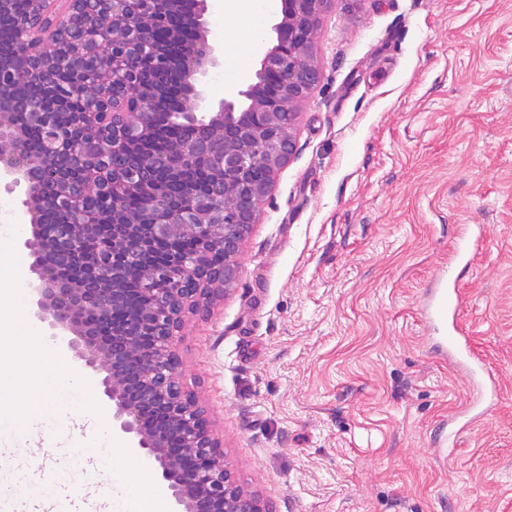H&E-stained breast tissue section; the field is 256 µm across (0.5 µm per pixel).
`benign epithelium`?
I'll return each instance as SVG.
<instances>
[{
	"instance_id": "benign-epithelium-1",
	"label": "benign epithelium",
	"mask_w": 512,
	"mask_h": 512,
	"mask_svg": "<svg viewBox=\"0 0 512 512\" xmlns=\"http://www.w3.org/2000/svg\"><path fill=\"white\" fill-rule=\"evenodd\" d=\"M211 0H33L0 22L20 33L0 56V188L24 190L33 315L98 377L112 429L172 491L175 512H270L224 457L206 411L179 382L185 318L236 279L242 243L298 150V108L321 81L315 38L331 0H281L260 67L238 99L201 93L219 65ZM97 28L94 42L81 33ZM66 66L59 68L60 59ZM178 86L179 105L160 98ZM90 105L69 107L74 96ZM183 135L150 144L166 123ZM45 149L34 152L32 127ZM135 196L152 203L144 220ZM196 243L191 255L180 251ZM224 255L216 262L215 253ZM135 279L139 287H125Z\"/></svg>"
}]
</instances>
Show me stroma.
Returning <instances> with one entry per match:
<instances>
[{
  "label": "stroma",
  "instance_id": "obj_1",
  "mask_svg": "<svg viewBox=\"0 0 512 512\" xmlns=\"http://www.w3.org/2000/svg\"><path fill=\"white\" fill-rule=\"evenodd\" d=\"M260 59L221 52L208 100ZM315 61L237 279L185 321L180 384L272 512H512V0H333ZM477 230L461 322L498 400L468 421L423 302ZM99 431L37 420L0 476L54 465L120 498Z\"/></svg>",
  "mask_w": 512,
  "mask_h": 512
}]
</instances>
